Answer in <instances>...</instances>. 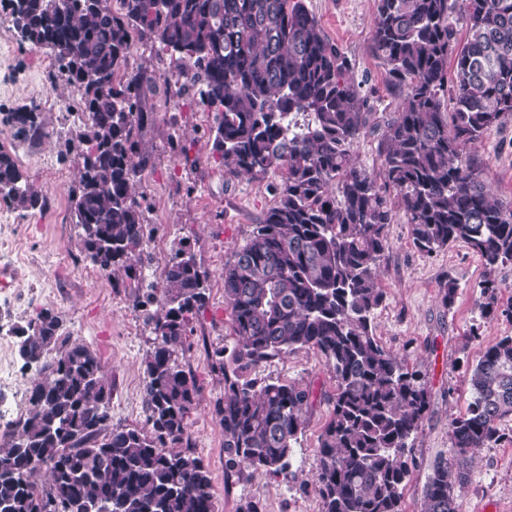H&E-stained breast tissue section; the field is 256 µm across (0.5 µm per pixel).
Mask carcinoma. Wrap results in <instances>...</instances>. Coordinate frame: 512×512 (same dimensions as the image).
<instances>
[{
  "instance_id": "carcinoma-1",
  "label": "carcinoma",
  "mask_w": 512,
  "mask_h": 512,
  "mask_svg": "<svg viewBox=\"0 0 512 512\" xmlns=\"http://www.w3.org/2000/svg\"><path fill=\"white\" fill-rule=\"evenodd\" d=\"M20 0L11 12L23 43L49 49L80 95L85 123L66 139L82 172L72 199L85 258L135 288L151 326L142 428L110 424L112 382L89 347L72 343L49 308L13 329L21 369L33 372L27 412L0 443V512H215L211 472L191 449L198 392L187 368L190 321L204 308L209 274L174 252L158 280L143 277L147 234L133 187L144 171L139 137L153 71L129 59L137 35L170 57L178 92L212 113V156L230 181L273 172L274 203L224 265L234 345L214 348L224 372L215 413L230 468L278 477L313 404L310 387L251 376L271 358L317 349L336 381L319 439L321 512H401L406 455L430 408L419 375L375 335L384 301L378 266L399 197L414 247L431 255L463 243L492 270L512 262V206L480 180L469 147L512 118V0H377L373 49L402 98L370 125L373 105L353 65L304 0ZM468 37L457 47L454 14ZM453 87L452 110L442 96ZM308 121L298 124L294 116ZM15 137L49 136L31 103L10 114ZM379 130L383 182L352 161ZM0 193L16 209L44 195L0 151ZM480 317L512 321L501 285L479 284ZM471 398L448 428L456 467L441 459L421 512H456L455 487L475 454L504 438L512 415V335L487 347L468 375ZM47 473L44 483L37 480Z\"/></svg>"
}]
</instances>
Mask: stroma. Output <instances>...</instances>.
<instances>
[{"instance_id": "35a3bbf8", "label": "stroma", "mask_w": 512, "mask_h": 512, "mask_svg": "<svg viewBox=\"0 0 512 512\" xmlns=\"http://www.w3.org/2000/svg\"><path fill=\"white\" fill-rule=\"evenodd\" d=\"M7 2L0 0V150L10 152L42 190L46 208L23 214L0 200V340L11 338L13 328L34 310L53 308L71 340L90 346L105 364L112 380L113 425L140 427L152 330L134 308L130 289L113 287L108 273L86 260L80 230L71 220L82 160L78 154H64L56 135L66 132L70 113L79 109V96L64 79H52L48 49L19 42ZM305 4L352 60L353 78L370 91L376 121L389 119L401 99L372 49L376 0ZM34 101L41 104L40 120L51 136L30 144L15 138L9 115ZM142 107L151 114L139 137L147 167L135 186L150 229L144 273L158 272L179 248L193 252L209 273L206 306L189 325L186 362L198 384L191 439L195 454L210 469L215 510L240 512L253 501L261 512H321L315 480L318 440L332 411L336 382L317 350L299 348L257 369L261 377L307 385L314 395L292 450L291 477L226 470L224 428L214 413L216 400L224 395V375L213 367L211 352L233 344L224 266L273 204L270 185L277 177L225 181L212 158L210 113L178 96L175 88L161 84L145 90ZM475 155L482 162V182L512 205V120L488 131ZM387 240L378 269L384 301L374 314L375 333L386 349L419 372L431 395L430 410L412 442L401 499L402 512H421L432 465L456 455L448 427L467 405L468 371L486 347L512 335V322L480 317L478 285L489 273L465 244L457 242L429 256L419 252L399 208ZM449 277L459 288L448 308L441 302L440 285ZM474 327L480 332L476 340L469 337ZM29 380L15 350H8L0 364V435L25 414ZM499 427L503 440L481 449L466 482L455 488L457 512H512V416Z\"/></svg>"}]
</instances>
